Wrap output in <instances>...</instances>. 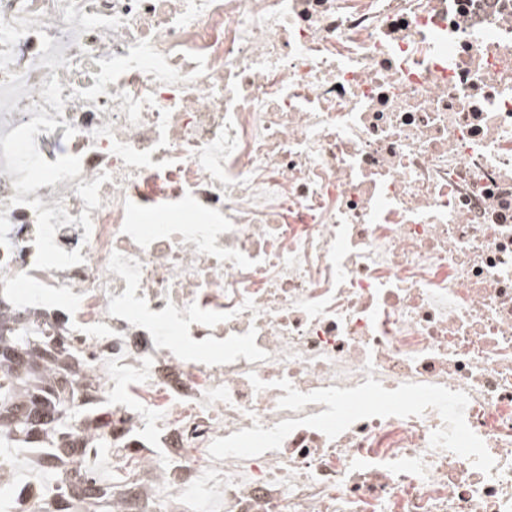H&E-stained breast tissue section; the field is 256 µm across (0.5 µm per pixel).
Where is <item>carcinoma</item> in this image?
<instances>
[{
    "mask_svg": "<svg viewBox=\"0 0 512 512\" xmlns=\"http://www.w3.org/2000/svg\"><path fill=\"white\" fill-rule=\"evenodd\" d=\"M55 342L48 329L22 336L0 318V429L50 461L63 450L77 451L75 426L99 408L80 402L75 389L57 377L45 379Z\"/></svg>",
    "mask_w": 512,
    "mask_h": 512,
    "instance_id": "obj_1",
    "label": "carcinoma"
}]
</instances>
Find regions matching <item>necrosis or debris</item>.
<instances>
[{
	"mask_svg": "<svg viewBox=\"0 0 512 512\" xmlns=\"http://www.w3.org/2000/svg\"><path fill=\"white\" fill-rule=\"evenodd\" d=\"M0 301L108 411L8 512H512V0H0ZM370 376L494 467L430 408L210 458Z\"/></svg>",
	"mask_w": 512,
	"mask_h": 512,
	"instance_id": "necrosis-or-debris-1",
	"label": "necrosis or debris"
}]
</instances>
